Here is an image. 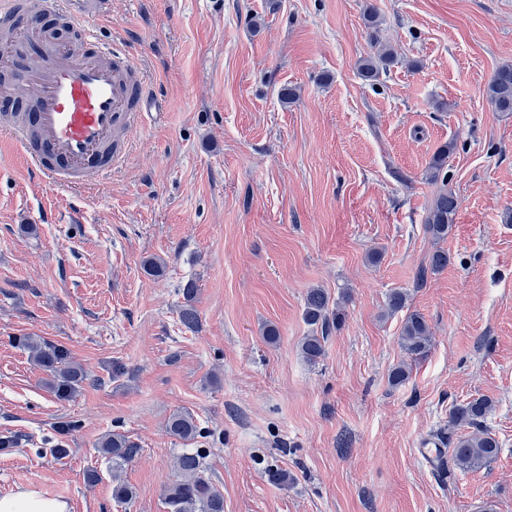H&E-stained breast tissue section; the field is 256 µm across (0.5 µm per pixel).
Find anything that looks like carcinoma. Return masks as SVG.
Wrapping results in <instances>:
<instances>
[{
    "label": "carcinoma",
    "mask_w": 512,
    "mask_h": 512,
    "mask_svg": "<svg viewBox=\"0 0 512 512\" xmlns=\"http://www.w3.org/2000/svg\"><path fill=\"white\" fill-rule=\"evenodd\" d=\"M374 52L357 61L358 74L366 81L376 82L387 72L393 62L389 46L373 38ZM486 98L498 112L512 114V65L500 66L490 79L485 90ZM452 145L446 144L434 154L426 171L425 179L431 184H441L430 202L425 218L426 231L436 241L448 238L457 210V198L448 190L445 171ZM196 293L194 283L182 289L184 303L179 311L181 324L188 330L199 327V315L193 305ZM407 293L393 290L389 293L386 313L405 312L398 343L411 359L428 355L432 336L425 317L417 311L407 310ZM303 319L311 327L310 333L300 343V354L307 362L317 363L325 353V336L342 320L341 312L335 310L329 293L323 288H311L304 299ZM15 342L31 354L35 364L46 375V384L60 400L72 398L87 380L84 367L75 362L67 347L48 341L40 336H19ZM492 411V402L483 397H473L455 406L448 420V453L453 464L461 471L483 468L495 460L500 453L499 441L483 423ZM475 429L472 434H462L460 429ZM167 433L183 441H192L200 434L194 415L188 411L172 414L166 423ZM99 452L112 459V496L118 502H129L133 498L131 487L120 477L123 466L141 455L138 445L123 434L109 432L97 443ZM177 479L171 483L164 495L168 512H224V495L206 475L202 450L188 448L175 460Z\"/></svg>",
    "instance_id": "cac0c4a2"
}]
</instances>
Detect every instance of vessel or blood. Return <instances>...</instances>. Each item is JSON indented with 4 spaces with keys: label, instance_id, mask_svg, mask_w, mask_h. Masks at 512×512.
<instances>
[{
    "label": "vessel or blood",
    "instance_id": "vessel-or-blood-1",
    "mask_svg": "<svg viewBox=\"0 0 512 512\" xmlns=\"http://www.w3.org/2000/svg\"><path fill=\"white\" fill-rule=\"evenodd\" d=\"M104 0H0V72L17 73L0 97L25 94L33 109L0 117L31 171L74 187L111 173L146 115V84L126 53L94 27ZM64 17L70 35L51 34L44 15Z\"/></svg>",
    "mask_w": 512,
    "mask_h": 512
}]
</instances>
